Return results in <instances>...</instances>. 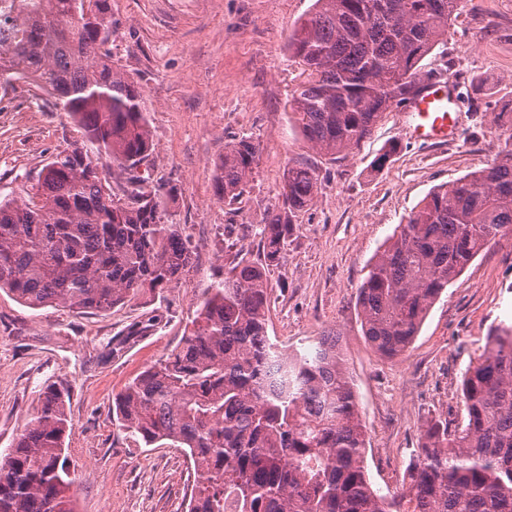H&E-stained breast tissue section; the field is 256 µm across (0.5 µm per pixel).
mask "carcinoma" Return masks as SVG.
Here are the masks:
<instances>
[{"label": "carcinoma", "mask_w": 512, "mask_h": 512, "mask_svg": "<svg viewBox=\"0 0 512 512\" xmlns=\"http://www.w3.org/2000/svg\"><path fill=\"white\" fill-rule=\"evenodd\" d=\"M459 2L315 0L288 44L305 74L291 109L313 147L336 160L406 102ZM111 35L108 0L0 8V57L12 62L0 74L35 78L82 132L25 196L0 200V289L33 309L108 311L176 287L193 264L192 240L169 210L173 190L137 175L153 148L149 122L136 83L112 65ZM257 153L247 139L225 145L220 198L243 194ZM117 171L127 175L120 197ZM319 188L312 165L288 166L258 261L230 262L207 288L182 344L119 395L118 422L183 450L196 473L185 512H512V325L491 330L466 366L462 424L430 423L408 487L388 495L366 470V429L336 336L321 337L311 356L271 342L267 275ZM511 234L510 149L432 189L397 226L358 288L367 342L404 354L448 285ZM67 402L46 386L0 458V512H74Z\"/></svg>", "instance_id": "carcinoma-1"}]
</instances>
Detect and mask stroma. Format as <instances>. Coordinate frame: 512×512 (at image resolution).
Instances as JSON below:
<instances>
[{
	"mask_svg": "<svg viewBox=\"0 0 512 512\" xmlns=\"http://www.w3.org/2000/svg\"><path fill=\"white\" fill-rule=\"evenodd\" d=\"M113 63L142 88L154 151L150 184L175 191L171 211L197 246L193 270L160 297L137 296L105 312L32 309L0 290V450L33 416L43 389L67 387L73 432L66 441L76 512H185L192 470L181 449L133 438L113 421L129 381L182 340L205 288L237 257L257 252L260 226L278 201L284 172L314 165L321 186L293 217L285 259L270 275L268 334L296 354L328 333L355 383L367 429L374 488L409 484L420 430L461 419L462 375L489 331L512 323V235L473 259L431 308L401 357L365 340L356 292L397 225L432 190L483 169L512 149V0H463L426 71L457 80L458 131L415 143L389 112L357 149L333 160L303 136L290 107L302 80L288 48L314 0H109ZM80 136L39 85L0 76V198ZM258 147L253 176L233 202L218 200L227 143ZM393 155H386L390 144ZM382 168H375L379 156ZM155 317L140 336L136 322Z\"/></svg>",
	"mask_w": 512,
	"mask_h": 512,
	"instance_id": "1",
	"label": "stroma"
}]
</instances>
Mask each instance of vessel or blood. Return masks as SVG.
<instances>
[{"label":"vessel or blood","instance_id":"obj_1","mask_svg":"<svg viewBox=\"0 0 512 512\" xmlns=\"http://www.w3.org/2000/svg\"><path fill=\"white\" fill-rule=\"evenodd\" d=\"M453 93L454 85L449 79L433 76L418 83L401 106L406 138L417 142L454 138Z\"/></svg>","mask_w":512,"mask_h":512}]
</instances>
